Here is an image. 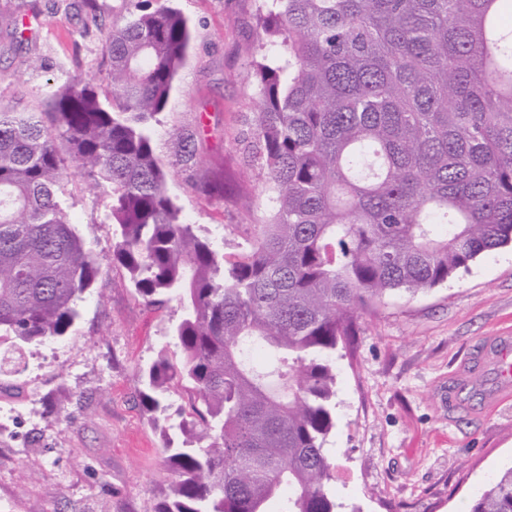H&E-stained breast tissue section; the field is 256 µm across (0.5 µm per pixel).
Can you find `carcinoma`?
Masks as SVG:
<instances>
[{"mask_svg": "<svg viewBox=\"0 0 512 512\" xmlns=\"http://www.w3.org/2000/svg\"><path fill=\"white\" fill-rule=\"evenodd\" d=\"M89 81L48 90L46 112L0 111V335L59 340L100 275L68 215L80 179L105 196L112 260L150 306L183 307V358L150 366L143 404L187 395L175 480L157 512H341L324 448L332 357L363 311L448 282L512 244V28L507 0H259L251 134L270 214L222 253L168 191L153 148L191 40L167 0H129ZM179 164L197 136L171 131ZM199 191L222 201L224 173ZM469 512H512V466Z\"/></svg>", "mask_w": 512, "mask_h": 512, "instance_id": "1", "label": "carcinoma"}]
</instances>
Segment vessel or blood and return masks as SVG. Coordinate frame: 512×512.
<instances>
[{
	"label": "vessel or blood",
	"instance_id": "vessel-or-blood-1",
	"mask_svg": "<svg viewBox=\"0 0 512 512\" xmlns=\"http://www.w3.org/2000/svg\"><path fill=\"white\" fill-rule=\"evenodd\" d=\"M512 401V330L486 337L468 369L448 386V407L468 410L473 404L496 408Z\"/></svg>",
	"mask_w": 512,
	"mask_h": 512
}]
</instances>
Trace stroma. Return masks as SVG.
Wrapping results in <instances>:
<instances>
[{
	"mask_svg": "<svg viewBox=\"0 0 512 512\" xmlns=\"http://www.w3.org/2000/svg\"><path fill=\"white\" fill-rule=\"evenodd\" d=\"M193 40L155 150L169 193L202 233L265 223V176L250 146L257 109L247 76L256 52L257 0H173ZM0 0V109L44 111V92L67 77L110 85L102 43L128 0ZM202 128L200 166L177 165L169 132ZM223 164L238 193L197 192L207 165ZM69 216L101 274L68 336L21 350L23 369L0 375V512H155L171 476L162 423L144 407L143 373L160 354L179 360L170 335L178 301L143 302L112 260L102 199L69 184ZM512 328V246L478 257L438 287L396 294L363 315L353 350L338 349L334 426L325 447L346 512H467L480 489L512 465V407L449 414L448 380L481 340Z\"/></svg>",
	"mask_w": 512,
	"mask_h": 512,
	"instance_id": "obj_1",
	"label": "stroma"
}]
</instances>
